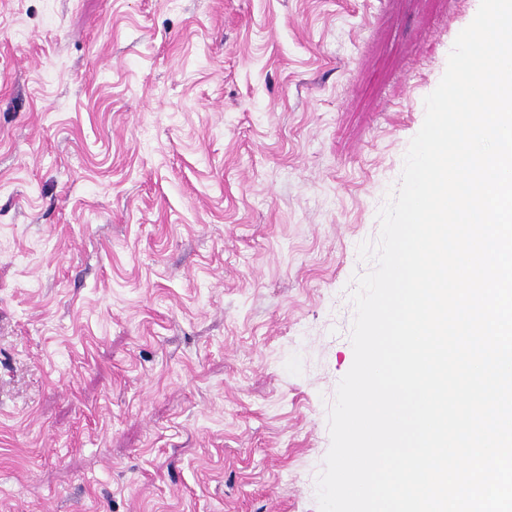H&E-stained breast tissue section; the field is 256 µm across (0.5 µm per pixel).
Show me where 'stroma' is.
<instances>
[{
	"instance_id": "obj_1",
	"label": "stroma",
	"mask_w": 512,
	"mask_h": 512,
	"mask_svg": "<svg viewBox=\"0 0 512 512\" xmlns=\"http://www.w3.org/2000/svg\"><path fill=\"white\" fill-rule=\"evenodd\" d=\"M480 0H0V512H319L356 276Z\"/></svg>"
}]
</instances>
